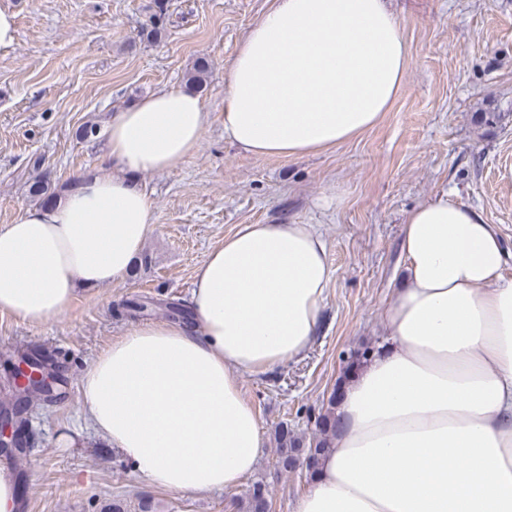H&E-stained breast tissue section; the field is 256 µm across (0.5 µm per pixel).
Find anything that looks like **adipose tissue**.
<instances>
[{
    "label": "adipose tissue",
    "mask_w": 512,
    "mask_h": 512,
    "mask_svg": "<svg viewBox=\"0 0 512 512\" xmlns=\"http://www.w3.org/2000/svg\"><path fill=\"white\" fill-rule=\"evenodd\" d=\"M409 50L388 0H272L224 75V136L258 158H299L373 127ZM198 96L164 87L114 113L108 160L56 202L0 225V312L30 324L135 263L154 222L135 175L195 152ZM406 279L390 342L337 404L340 430L297 512H512V279L493 225L440 196L406 218ZM330 281L307 224H244L197 267L193 328L130 329L85 370L84 417L152 486L202 494L252 471L260 424L238 373L312 343Z\"/></svg>",
    "instance_id": "adipose-tissue-1"
}]
</instances>
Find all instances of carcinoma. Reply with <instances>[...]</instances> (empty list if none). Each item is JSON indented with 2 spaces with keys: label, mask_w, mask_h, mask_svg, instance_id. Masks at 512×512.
<instances>
[{
  "label": "carcinoma",
  "mask_w": 512,
  "mask_h": 512,
  "mask_svg": "<svg viewBox=\"0 0 512 512\" xmlns=\"http://www.w3.org/2000/svg\"><path fill=\"white\" fill-rule=\"evenodd\" d=\"M167 7L164 0L157 3L156 12L145 20L138 31L141 38L158 37L164 30ZM210 76V66L206 59L199 58L193 64L189 72L186 84L200 92ZM28 197L36 205H45L57 197V194L43 175L39 174L28 182ZM156 301L151 297L136 296L118 303L114 309V315L131 320H138L151 315ZM169 317L185 325L191 324V311L188 305L179 300H171L165 303ZM373 348L366 346L361 350L352 352L339 377L337 389L333 390L328 402L321 406L317 416L314 417L316 437L310 443H305L303 437L282 422L275 429L276 464L284 472H294L297 467L306 468L310 474L316 473V464L331 447L332 441L338 430L336 418V399L338 388L349 381L352 373L358 371L370 357ZM272 503L266 485L257 481L252 489L241 499L239 512H271Z\"/></svg>",
  "instance_id": "carcinoma-1"
}]
</instances>
